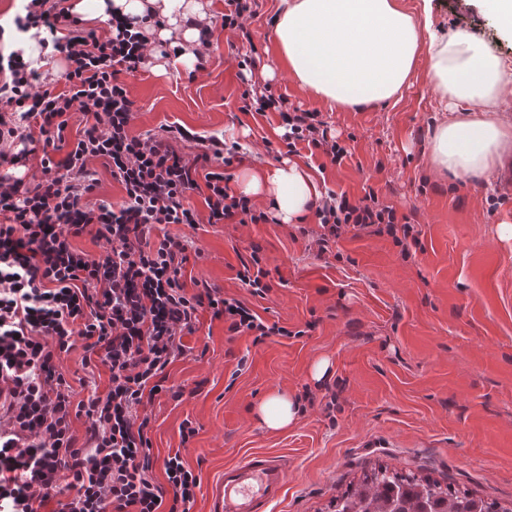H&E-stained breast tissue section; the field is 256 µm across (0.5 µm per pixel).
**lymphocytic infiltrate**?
I'll list each match as a JSON object with an SVG mask.
<instances>
[{
	"label": "lymphocytic infiltrate",
	"instance_id": "f902f5d3",
	"mask_svg": "<svg viewBox=\"0 0 512 512\" xmlns=\"http://www.w3.org/2000/svg\"><path fill=\"white\" fill-rule=\"evenodd\" d=\"M24 8L27 25L44 30V44L65 69L56 91L40 86L20 51L0 54V512H190L198 475L180 454L159 463L151 453L150 405L184 395L165 386L167 366L184 354L183 338L203 307L224 319L230 335L258 343L288 330L218 287L188 293L183 271L192 240L156 231L274 218L228 185L225 167L243 158L239 142L176 122L131 134L125 79L150 57L136 22L113 16L98 32L66 0H26ZM239 110L278 113L288 152L304 142L336 164L349 155L321 112L289 104L269 84H247ZM75 116L82 127L70 142ZM34 155L38 175L19 176ZM100 165L120 184V201L98 198ZM202 187L200 210L191 196ZM315 216L309 236L321 256L352 231L388 236L405 257L420 244L408 216L372 189L355 201L328 192ZM86 234L98 253L74 247ZM77 348L79 379L64 366ZM101 366L107 391L80 395L87 374ZM78 420L86 424L81 438ZM158 466L162 486L153 476Z\"/></svg>",
	"mask_w": 512,
	"mask_h": 512
}]
</instances>
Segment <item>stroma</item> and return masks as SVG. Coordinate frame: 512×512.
<instances>
[{
	"label": "stroma",
	"mask_w": 512,
	"mask_h": 512,
	"mask_svg": "<svg viewBox=\"0 0 512 512\" xmlns=\"http://www.w3.org/2000/svg\"><path fill=\"white\" fill-rule=\"evenodd\" d=\"M429 18L423 37L464 31L480 39L512 74V38L502 34L483 0H399ZM278 0H259L251 22L262 62L254 78L304 109L322 112L333 133L347 137L343 165L299 148L291 162L320 190L357 198L374 188L385 204L419 224L421 246L402 259L387 236L346 235L334 253L317 256L293 224L167 225L203 250L190 261L186 283L205 280L243 301L294 337H229L221 320L202 311L187 352L166 370V386L181 400L151 405L152 451L180 453L200 477L190 512H209V490L225 464L263 451L288 465L275 512H328L330 501L378 464L428 474L502 502L512 500V179L498 174L458 185L427 170L429 140L445 114L430 81L427 56L396 100L356 110L317 104L279 70L269 19ZM233 34L216 28L205 72H159L156 65L127 80L135 102L133 134L178 122L203 136L216 133L246 149L229 168L230 188L243 170L277 165L265 141H278L277 113L239 112L242 81L230 47ZM270 272L267 297L236 277L252 246ZM326 361L315 375L313 366ZM294 396L335 394L332 414L308 408L286 430H267L254 407L273 390ZM197 433L182 443L179 427Z\"/></svg>",
	"instance_id": "35a3bbf8"
}]
</instances>
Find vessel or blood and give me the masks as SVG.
<instances>
[{"label": "vessel or blood", "instance_id": "1", "mask_svg": "<svg viewBox=\"0 0 512 512\" xmlns=\"http://www.w3.org/2000/svg\"><path fill=\"white\" fill-rule=\"evenodd\" d=\"M288 480L278 458L253 453L225 465L210 491V512H273Z\"/></svg>", "mask_w": 512, "mask_h": 512}]
</instances>
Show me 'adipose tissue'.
<instances>
[{"mask_svg": "<svg viewBox=\"0 0 512 512\" xmlns=\"http://www.w3.org/2000/svg\"><path fill=\"white\" fill-rule=\"evenodd\" d=\"M71 11L89 26L115 11L144 18V34L172 47V65L185 68L195 62L198 26L207 16L204 0H73ZM273 27L284 69L315 99L349 109L395 100L419 52H426L439 97L454 111L431 138L428 163L435 173L489 178L512 152V123L497 114L512 95V76L472 35L420 46L417 23L397 0H280ZM461 102L472 111L457 112ZM239 189L267 200L284 224L299 221L321 197L312 177L287 160L266 172H244ZM255 411L271 431L300 416L296 398L285 391L268 394Z\"/></svg>", "mask_w": 512, "mask_h": 512, "instance_id": "obj_1", "label": "adipose tissue"}]
</instances>
